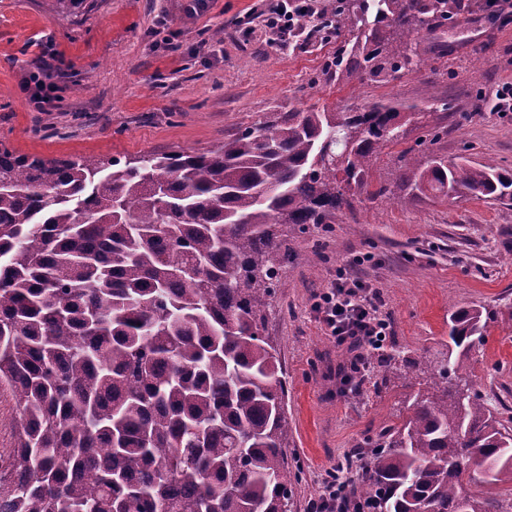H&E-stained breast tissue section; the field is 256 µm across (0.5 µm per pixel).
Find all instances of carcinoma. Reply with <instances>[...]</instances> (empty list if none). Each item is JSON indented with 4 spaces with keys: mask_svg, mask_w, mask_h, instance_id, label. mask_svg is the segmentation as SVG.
I'll list each match as a JSON object with an SVG mask.
<instances>
[{
    "mask_svg": "<svg viewBox=\"0 0 512 512\" xmlns=\"http://www.w3.org/2000/svg\"><path fill=\"white\" fill-rule=\"evenodd\" d=\"M448 0H336V73L394 74ZM424 113L277 112L203 153L57 159L0 143V389L16 407L0 512H288L286 381L262 335L288 230L339 224L370 165ZM403 200L512 201V172L432 154ZM491 311L462 307L466 355ZM448 385L416 395L363 471L375 512H512V409Z\"/></svg>",
    "mask_w": 512,
    "mask_h": 512,
    "instance_id": "cac0c4a2",
    "label": "carcinoma"
}]
</instances>
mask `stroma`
Segmentation results:
<instances>
[{
  "mask_svg": "<svg viewBox=\"0 0 512 512\" xmlns=\"http://www.w3.org/2000/svg\"><path fill=\"white\" fill-rule=\"evenodd\" d=\"M84 14L49 13L45 0H0V143L45 158L201 152L271 113L340 112L382 97L453 102L431 125L447 133L436 153L492 160L512 170V114L491 109L512 84V24L481 21L484 0H465L455 20L426 36L417 67L381 80L336 76L335 35L301 30L274 44L264 19L278 0H87ZM55 65L53 108L22 90L41 58ZM399 145L372 166L373 185L394 186L397 157L429 128L409 123ZM290 260L269 300L264 334L277 348L288 395V465L297 470L290 512H307L324 481L354 449L373 451L385 423L430 392L448 356V315L493 310L466 361L473 389L512 395V205L469 197L417 204L363 199L342 224L288 234ZM382 297L390 333L375 359L397 368L367 373L359 392L337 390L340 348L311 311L339 265Z\"/></svg>",
  "mask_w": 512,
  "mask_h": 512,
  "instance_id": "1",
  "label": "stroma"
}]
</instances>
